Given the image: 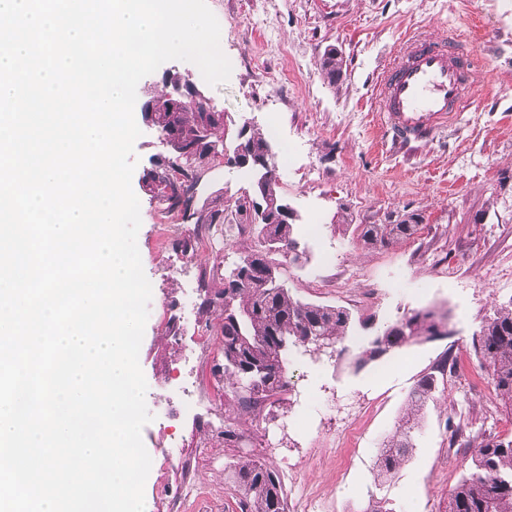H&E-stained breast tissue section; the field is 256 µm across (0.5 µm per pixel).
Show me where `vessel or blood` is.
I'll use <instances>...</instances> for the list:
<instances>
[{"instance_id":"1","label":"vessel or blood","mask_w":512,"mask_h":512,"mask_svg":"<svg viewBox=\"0 0 512 512\" xmlns=\"http://www.w3.org/2000/svg\"><path fill=\"white\" fill-rule=\"evenodd\" d=\"M461 39L408 38L403 51L382 72L379 96L383 127L393 143L425 141L455 116L473 74V59Z\"/></svg>"}]
</instances>
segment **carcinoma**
<instances>
[{
	"label": "carcinoma",
	"instance_id": "obj_1",
	"mask_svg": "<svg viewBox=\"0 0 512 512\" xmlns=\"http://www.w3.org/2000/svg\"><path fill=\"white\" fill-rule=\"evenodd\" d=\"M321 71L330 85L343 76V57L334 47L321 60ZM148 102L156 130L172 134L186 146L202 142L224 144L217 133L224 129V112L215 109L203 95L187 98L179 111H171L165 89L150 93ZM263 171L256 174L267 221L257 224L264 252H252L224 277V288L213 297H205L202 307L221 301L224 318L220 326L224 363L213 368V376L224 381V395L233 396L232 411L224 414L221 432L226 448H254V438L239 424L242 414L253 415L267 405L284 402L288 388L285 371L288 353L301 349L311 356L342 354L341 344L350 336L356 320L345 308L314 303L290 294L279 274V255L288 263L304 267L309 252L296 235V222L276 218L286 203L278 190L271 143L259 128H248L246 136L236 140ZM210 161L202 152L189 158L181 154L143 177L142 187L150 200L165 206L167 212L180 211L189 224H254L247 203L229 219L216 202L201 208L179 209L181 194L195 191ZM422 219L415 213L400 216L392 224H360L359 237L367 246H387L413 237ZM449 335L447 318L433 309L414 310L383 330L367 337L354 357L358 366L399 353L412 345ZM321 336L334 348L321 351L304 344L307 337ZM473 355L481 371L488 374L496 395L512 410V298L499 304L493 316L482 323L472 344ZM437 376L426 372L416 381L408 396L409 413L395 432L379 448L375 467L380 476L394 472L414 448L430 404L439 400ZM473 468L462 475L448 492L445 512H512V437L484 439L474 446ZM232 476L242 500L243 512H288V498L276 467L243 457L234 465Z\"/></svg>",
	"mask_w": 512,
	"mask_h": 512
}]
</instances>
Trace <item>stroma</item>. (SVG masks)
<instances>
[{"instance_id":"1","label":"stroma","mask_w":512,"mask_h":512,"mask_svg":"<svg viewBox=\"0 0 512 512\" xmlns=\"http://www.w3.org/2000/svg\"><path fill=\"white\" fill-rule=\"evenodd\" d=\"M232 65L227 82L202 90L224 113V140L243 123L279 124L276 150L292 148L293 166L279 179L296 210V227L312 258L283 272L303 300L344 306L370 315L376 326L433 307L448 315V337L387 355L363 368L348 358L288 355L293 406L270 419L247 418L242 427L262 440L254 454L275 466L289 499L314 497L309 512H366L380 501L385 512H443L448 491L468 472L476 442L512 435V413L502 408L477 366L471 342L496 303L512 299V0H206ZM434 29L468 40L478 63L470 98L453 125L410 151L386 138L378 112V74L403 40ZM341 50L344 72L324 79L320 60ZM155 130L143 128L134 146L132 189L140 202L137 246L152 286L139 352L154 419L142 440L152 458L144 496L150 512H166L167 496L185 493L181 471L168 459L174 439L184 441L193 482L206 492L207 512H241L228 468L240 452L219 431L193 430L181 409L177 377L184 353L203 344L207 366L221 363V307L199 309L205 294L224 286V274L258 249L255 228L241 225L228 238L214 232L213 247L186 259L178 240L195 227H159L172 215L151 202L143 175L167 155ZM251 188L248 170L219 163L206 170L195 205L214 191L234 214ZM416 213L413 238L365 248L360 224H390ZM337 266L322 265L324 249ZM197 304L180 332L168 322L186 294ZM458 367L431 405L412 457L385 482L374 477L380 442L402 416L408 394L443 355ZM352 410L358 438L346 455L336 451L344 410Z\"/></svg>"}]
</instances>
